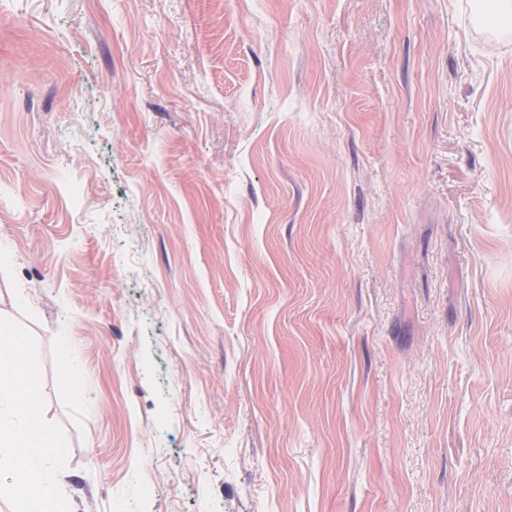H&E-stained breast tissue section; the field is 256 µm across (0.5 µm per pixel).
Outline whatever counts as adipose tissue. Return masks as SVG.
<instances>
[{
	"instance_id": "1",
	"label": "adipose tissue",
	"mask_w": 512,
	"mask_h": 512,
	"mask_svg": "<svg viewBox=\"0 0 512 512\" xmlns=\"http://www.w3.org/2000/svg\"><path fill=\"white\" fill-rule=\"evenodd\" d=\"M39 378L27 342L0 326V472L19 512H76L55 475L71 450L41 415Z\"/></svg>"
}]
</instances>
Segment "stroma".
I'll return each instance as SVG.
<instances>
[{
    "instance_id": "obj_1",
    "label": "stroma",
    "mask_w": 512,
    "mask_h": 512,
    "mask_svg": "<svg viewBox=\"0 0 512 512\" xmlns=\"http://www.w3.org/2000/svg\"><path fill=\"white\" fill-rule=\"evenodd\" d=\"M0 251L77 512H512L494 8L0 0Z\"/></svg>"
}]
</instances>
